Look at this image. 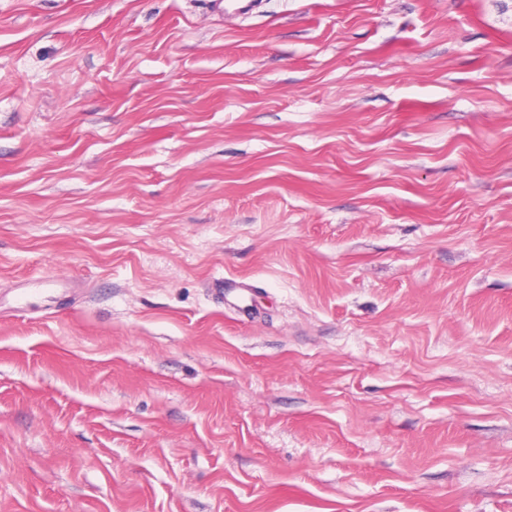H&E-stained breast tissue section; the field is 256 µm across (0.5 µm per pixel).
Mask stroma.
Listing matches in <instances>:
<instances>
[{
    "instance_id": "35a3bbf8",
    "label": "stroma",
    "mask_w": 512,
    "mask_h": 512,
    "mask_svg": "<svg viewBox=\"0 0 512 512\" xmlns=\"http://www.w3.org/2000/svg\"><path fill=\"white\" fill-rule=\"evenodd\" d=\"M255 3L0 0V512H512V0Z\"/></svg>"
}]
</instances>
